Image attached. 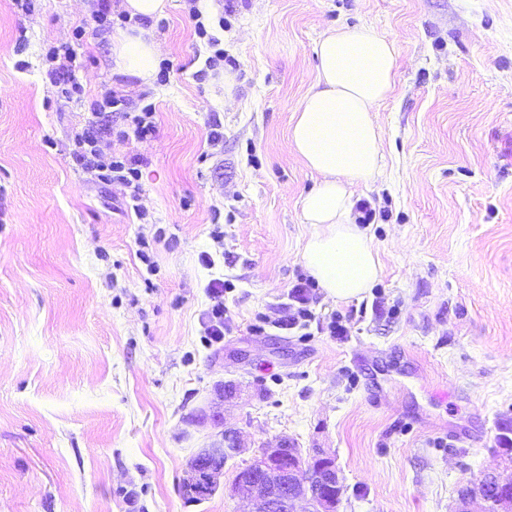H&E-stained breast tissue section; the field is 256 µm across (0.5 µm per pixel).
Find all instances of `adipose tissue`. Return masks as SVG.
<instances>
[{"mask_svg": "<svg viewBox=\"0 0 512 512\" xmlns=\"http://www.w3.org/2000/svg\"><path fill=\"white\" fill-rule=\"evenodd\" d=\"M315 81L293 115L288 143L320 177L301 199L305 223L314 227L303 261L326 295L337 301L359 297L380 277L382 267L371 237L356 224L355 185L384 165L378 107L390 96L397 73L394 41L371 31L342 27L316 45ZM117 73L151 84L158 50L146 29L112 38Z\"/></svg>", "mask_w": 512, "mask_h": 512, "instance_id": "obj_1", "label": "adipose tissue"}]
</instances>
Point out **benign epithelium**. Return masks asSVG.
<instances>
[{
  "mask_svg": "<svg viewBox=\"0 0 512 512\" xmlns=\"http://www.w3.org/2000/svg\"><path fill=\"white\" fill-rule=\"evenodd\" d=\"M239 448L237 433L222 430L190 461L183 491L192 495L204 486L215 493L224 463ZM342 490L343 477L334 457L319 449L304 457L283 437L264 444L234 480V492L250 504L249 512H339ZM476 498L485 503L484 512H512V461L505 460L502 469L483 475L474 485L461 486L455 512H471L469 505Z\"/></svg>",
  "mask_w": 512,
  "mask_h": 512,
  "instance_id": "7a95c632",
  "label": "benign epithelium"
}]
</instances>
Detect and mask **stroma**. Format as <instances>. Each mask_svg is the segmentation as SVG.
Here are the masks:
<instances>
[{
  "instance_id": "1",
  "label": "stroma",
  "mask_w": 512,
  "mask_h": 512,
  "mask_svg": "<svg viewBox=\"0 0 512 512\" xmlns=\"http://www.w3.org/2000/svg\"><path fill=\"white\" fill-rule=\"evenodd\" d=\"M120 3L0 0V512H248L233 480L278 437L335 456L341 512H452L512 437V0H169L149 86L114 71ZM340 26L398 50L386 165L354 189L382 273L301 319L319 178L288 127ZM87 129L137 161L136 205L77 157ZM224 427L241 451L187 502Z\"/></svg>"
}]
</instances>
